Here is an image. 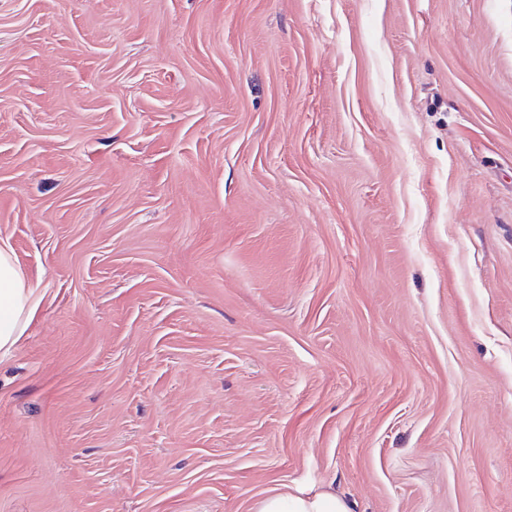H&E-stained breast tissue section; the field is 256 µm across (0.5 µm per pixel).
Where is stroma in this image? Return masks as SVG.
<instances>
[{"mask_svg": "<svg viewBox=\"0 0 512 512\" xmlns=\"http://www.w3.org/2000/svg\"><path fill=\"white\" fill-rule=\"evenodd\" d=\"M0 512H512V0H0ZM39 303L40 296L28 285L9 243L0 239V351H10L24 335ZM254 512H354L347 500L331 492L312 495L275 493L259 500Z\"/></svg>", "mask_w": 512, "mask_h": 512, "instance_id": "1", "label": "stroma"}]
</instances>
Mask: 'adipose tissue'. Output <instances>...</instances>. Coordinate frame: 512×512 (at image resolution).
Segmentation results:
<instances>
[{
	"label": "adipose tissue",
	"instance_id": "1",
	"mask_svg": "<svg viewBox=\"0 0 512 512\" xmlns=\"http://www.w3.org/2000/svg\"><path fill=\"white\" fill-rule=\"evenodd\" d=\"M39 303L40 296L28 285L9 243L0 239V351H10L24 335ZM255 512H353V506L330 492L275 493L259 500Z\"/></svg>",
	"mask_w": 512,
	"mask_h": 512
}]
</instances>
